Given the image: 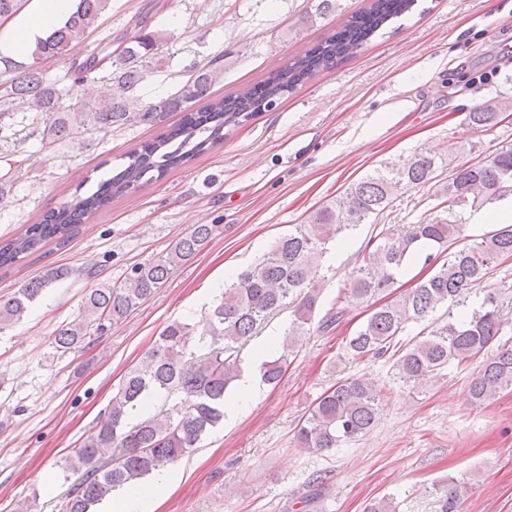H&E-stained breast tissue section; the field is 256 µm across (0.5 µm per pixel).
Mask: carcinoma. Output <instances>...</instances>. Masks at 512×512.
Masks as SVG:
<instances>
[{
    "label": "carcinoma",
    "instance_id": "cac0c4a2",
    "mask_svg": "<svg viewBox=\"0 0 512 512\" xmlns=\"http://www.w3.org/2000/svg\"><path fill=\"white\" fill-rule=\"evenodd\" d=\"M111 0H74L62 26L38 40L32 63L14 65L17 74L0 83V132L15 114L26 108L45 116L41 140L73 138L88 130H107L139 119L158 123L170 112H181V122L160 137L129 152L122 169L100 182L96 190L75 195L51 210L18 237L0 243V267L55 241L65 244L78 224L107 207L112 198L132 188L162 179L198 155L224 143V128L249 120L273 107L303 80L328 70L338 60L361 47L384 24L410 11L415 0H370L340 28L268 79L236 95L212 99L210 89L224 72L219 55L196 70L174 93L140 108L128 98H105L75 109L61 106L62 90L47 79L38 64L66 56L70 43L89 35V29L106 12ZM117 54L112 43L96 45L67 71L79 83L109 70L111 78L131 88L146 71L157 66L155 42L144 37L122 40ZM206 101L192 111L193 104ZM508 105L478 106L466 113L467 126L492 129ZM439 167L436 157L415 154L377 169L353 184L345 194L319 207L307 223L280 237L263 257L224 284L208 313V329L194 337L193 325L174 321L159 334L141 361L124 376L109 405V416L66 457L63 469L80 475L64 512H90L95 503L125 486L160 473L199 447L203 437L224 421V401L241 376L239 344L290 297L298 299L294 319L285 337L309 331L318 305L320 287L314 281L326 241L350 232L382 211L395 191L430 183ZM512 192V148L491 154L471 165L454 168L444 186L448 204L469 200L479 209ZM214 227L198 224L158 258L132 267L123 284L93 288L86 293L80 318L58 330L55 345L67 353L94 341L106 324L126 316L153 296L172 271L199 254L212 239ZM460 224H415L404 236H386L363 257L347 284L352 302L370 301L391 288L408 262L424 247L438 249L424 263L433 273L394 300L373 304L366 321L350 337L347 352L355 360L393 353L398 378L415 382L450 364H466L485 353L505 328L512 325L500 308V293L483 291L478 306L468 308L474 286L481 284L494 264L512 257V224H505L473 246L457 250ZM448 253L444 261L440 255ZM68 271L51 268L39 278L0 300V327L20 320L28 304L49 283ZM446 308V318L436 321L417 339L397 346L396 338L410 322L429 319ZM292 356L291 343L261 363V379L280 380ZM512 386V346L497 345L473 380V402L482 403L499 390ZM177 391L179 405L154 412V398ZM382 388L363 379L346 378L330 388L309 410L296 433L298 447L307 450L337 448L367 434L380 418ZM467 486L448 484L442 512H461Z\"/></svg>",
    "mask_w": 512,
    "mask_h": 512
}]
</instances>
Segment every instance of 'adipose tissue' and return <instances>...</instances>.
<instances>
[{
  "instance_id": "ef3b65f1",
  "label": "adipose tissue",
  "mask_w": 512,
  "mask_h": 512,
  "mask_svg": "<svg viewBox=\"0 0 512 512\" xmlns=\"http://www.w3.org/2000/svg\"><path fill=\"white\" fill-rule=\"evenodd\" d=\"M72 10V0H27L22 11L0 28V54L24 55L36 42L59 27ZM169 482L160 479L147 486L114 491L102 503L101 512H156Z\"/></svg>"
}]
</instances>
